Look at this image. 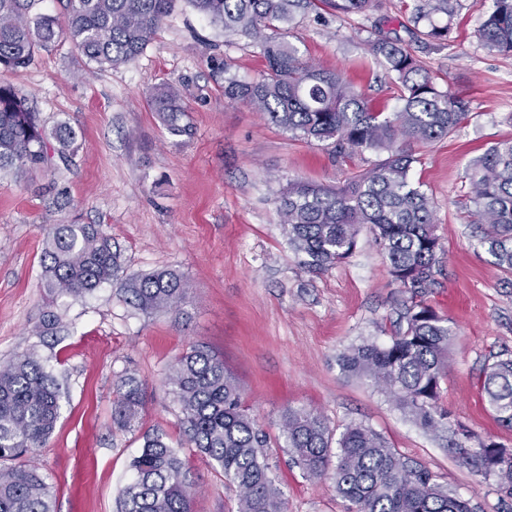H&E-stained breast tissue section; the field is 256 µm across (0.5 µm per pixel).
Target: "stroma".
<instances>
[{"instance_id":"35a3bbf8","label":"stroma","mask_w":512,"mask_h":512,"mask_svg":"<svg viewBox=\"0 0 512 512\" xmlns=\"http://www.w3.org/2000/svg\"><path fill=\"white\" fill-rule=\"evenodd\" d=\"M414 0H373L358 16L329 8L298 13L288 38L305 60L339 72L379 110L395 111V77L367 42L410 41L436 81L468 100L470 115L450 137L417 147L410 173L434 206L444 248L426 304L454 331L439 404L450 429L470 446L493 439L512 448V428L486 410L478 376L512 357V276L504 274L473 224L465 172L497 141L512 138V56L489 50L478 30L493 0H450L448 43L427 47L406 28ZM230 61L242 79L263 60L250 41L227 37L188 0H176L155 39L135 61L97 69L69 43L40 52L10 74L45 127L69 123L80 135L71 162L0 172V361L35 350L61 384L60 418L43 448L26 461L51 488L56 512H118L131 462L148 433L162 434L190 467L193 512H236L237 492L187 441L167 377L176 358L201 345L222 358L245 404L267 434L265 450L285 512H346L327 479L296 467L281 437L287 409L321 415L334 434L361 424L438 483L470 500L474 512H512L494 480L472 472L448 446V431L423 429L371 382L345 372L338 357L364 343L387 345L399 321L404 288L389 275L368 229L352 254L322 272L288 244L276 200L293 181L341 185L371 167V152L335 156L225 99L211 58ZM181 93L186 131L171 134L149 96L163 85ZM70 204L58 208V193ZM96 224L120 254L124 277L162 269L189 283L178 311L141 312L125 301L121 280L85 298L59 301L66 329L34 332L45 308L41 251L53 224ZM145 385L132 426L112 418L126 376Z\"/></svg>"}]
</instances>
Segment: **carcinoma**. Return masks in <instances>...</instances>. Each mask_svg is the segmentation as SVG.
Here are the masks:
<instances>
[{
	"label": "carcinoma",
	"mask_w": 512,
	"mask_h": 512,
	"mask_svg": "<svg viewBox=\"0 0 512 512\" xmlns=\"http://www.w3.org/2000/svg\"><path fill=\"white\" fill-rule=\"evenodd\" d=\"M39 0H0V73L29 67L37 54L69 42L100 68L127 64L153 41L176 0H67L65 23L34 11ZM228 35H243L266 63L258 78L242 80L225 60H213L224 98L239 102L295 137L370 151L379 160L340 186L290 182L277 198L281 222L293 249L314 270L347 258L357 236L369 227L388 261L390 276L407 289L404 324L391 342L362 345L340 355L355 373L389 394L433 433L447 429L448 411L438 406L448 372L454 334L448 318L425 304L435 284L443 247L435 233L433 204L412 186L415 147L448 137L466 120L464 99L439 86L403 41L375 38L372 53L383 59L400 86L401 105L386 115L338 73L299 55L285 31L300 9L324 5L338 14H363L373 0H189ZM448 13V0H418L411 21ZM448 26L430 25L418 37L433 45L448 41ZM479 36L492 51L512 54V0H494ZM151 105L167 130L180 135L181 94L157 89ZM53 152L64 163L78 151V135L65 122L48 130L28 99L0 81V170L34 168ZM475 223L496 265L512 275V139L495 143L466 171ZM41 287L47 302L36 326L40 336L63 328L60 299L78 300L120 277L112 243L96 224H55L46 230ZM126 301L153 312L175 311L188 292L175 270L125 279ZM481 396L504 427H512V358L486 365ZM168 385L180 406L188 441L238 492L237 512H284L283 491L263 455L267 435L243 406L242 391L224 360L193 346L172 367ZM60 387L32 352L0 364V512H54L52 495L36 468L19 462L43 447L59 418ZM142 406V387L120 381L114 420L129 427ZM281 435L295 464L308 478L330 476L346 512H473L470 502L435 482L424 466L402 458L386 441L361 425L334 438L318 414L288 409ZM134 476L122 490L120 512H193L189 468L161 434H147L132 462Z\"/></svg>",
	"instance_id": "1"
}]
</instances>
